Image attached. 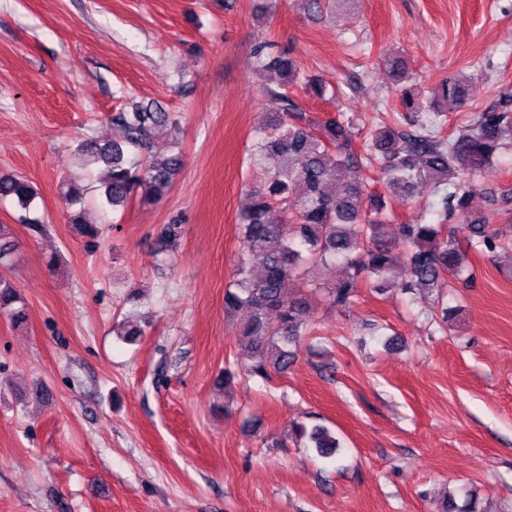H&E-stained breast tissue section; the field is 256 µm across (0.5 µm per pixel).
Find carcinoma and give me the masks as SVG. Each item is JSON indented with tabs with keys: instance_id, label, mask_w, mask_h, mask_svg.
Returning a JSON list of instances; mask_svg holds the SVG:
<instances>
[{
	"instance_id": "1",
	"label": "carcinoma",
	"mask_w": 512,
	"mask_h": 512,
	"mask_svg": "<svg viewBox=\"0 0 512 512\" xmlns=\"http://www.w3.org/2000/svg\"><path fill=\"white\" fill-rule=\"evenodd\" d=\"M265 40L254 49L255 67L282 70L286 80L267 89V109L255 129L251 156L266 161L249 189L250 204L240 216V250L235 277L226 287L224 309H245L248 319L239 336L254 359L252 373L267 377V368L285 371L294 362L303 337L310 335V304L304 295H290L303 265H336L341 277L327 290L329 304L344 309L358 293L360 282L378 290L397 288L442 293L445 274L473 279L467 256L470 250L490 253L512 245L491 218L469 215L474 192L467 178L491 166L512 139V110L505 98L495 108L479 113L454 136L444 135L446 101L460 106L467 100L466 79L442 82L432 98L411 83L405 61L383 59L400 89L405 125L382 123L366 132V154L356 151L357 134L339 118L321 123L286 112L288 93L299 86L326 99L328 85L301 74L286 58L272 52ZM118 136L100 143L84 139L77 152L85 165L104 162L108 174L102 185L103 202L116 209L132 194L151 204L168 192L182 165V154L153 152L156 131L177 126L173 115L159 107L136 105L112 116ZM380 161L383 183L402 198L419 187L433 188L438 223L398 224L390 233L391 218L379 200L362 208L366 184L361 170ZM70 207L68 223L94 238L97 228L86 223L76 205L82 190L72 180L63 183ZM36 191L22 176L0 175V200L12 199L23 209ZM0 312L20 322L24 303L14 285L0 273ZM297 435L324 459L337 457L342 445L323 426H301Z\"/></svg>"
}]
</instances>
